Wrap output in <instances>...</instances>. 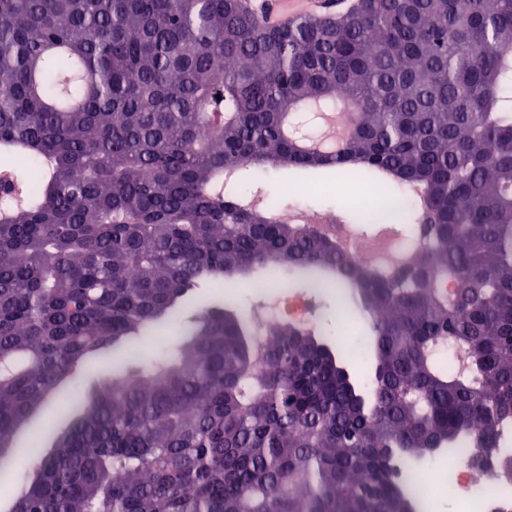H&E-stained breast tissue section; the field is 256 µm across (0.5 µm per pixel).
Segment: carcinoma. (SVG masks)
Returning a JSON list of instances; mask_svg holds the SVG:
<instances>
[{
	"label": "carcinoma",
	"mask_w": 512,
	"mask_h": 512,
	"mask_svg": "<svg viewBox=\"0 0 512 512\" xmlns=\"http://www.w3.org/2000/svg\"><path fill=\"white\" fill-rule=\"evenodd\" d=\"M333 153L284 134L324 108ZM327 170L403 202L365 264L243 173ZM0 470L91 357L122 369L11 512H417L400 469L512 421V0H352L268 27L242 0H0ZM313 270L373 358L203 283ZM180 325L163 356L141 353ZM456 364L434 359L444 340ZM242 282L226 283V287L229 288H218L215 286H208L205 288H198L195 292L193 303L195 306L219 303L224 298V291L234 290L239 295L245 309H249L251 304L258 305L262 302L261 297L250 296L249 288L242 285ZM345 325L349 329L340 330V336H338L343 342H350L353 347H361L362 355L359 358H356V367L355 373L358 378L363 382L369 381V359L370 357L366 356V348H367V337L359 336L357 333V325L354 324L353 319L346 315L344 317Z\"/></svg>",
	"instance_id": "cac0c4a2"
}]
</instances>
